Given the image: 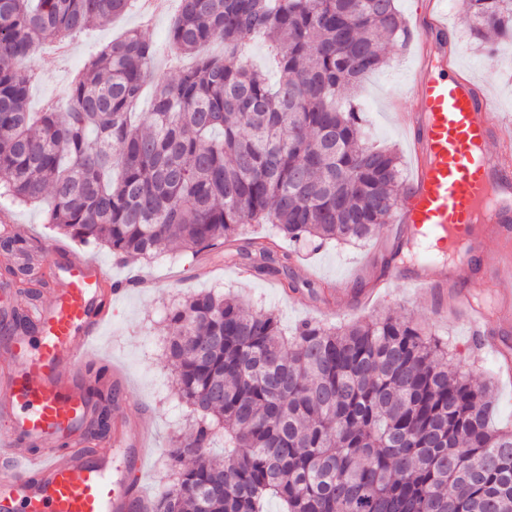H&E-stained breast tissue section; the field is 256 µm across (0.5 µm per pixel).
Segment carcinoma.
I'll list each match as a JSON object with an SVG mask.
<instances>
[{
    "mask_svg": "<svg viewBox=\"0 0 512 512\" xmlns=\"http://www.w3.org/2000/svg\"><path fill=\"white\" fill-rule=\"evenodd\" d=\"M178 2L167 40L194 66L154 82L136 122L156 58L135 30L72 80L66 110L28 106L36 49L134 0H0V199H48L59 234L121 259L215 251L294 290L302 249L365 242L399 205L401 157L362 137L359 96L411 33L395 0ZM465 2L470 40L512 37V0ZM254 36L274 80L243 60ZM0 247L27 253L4 230ZM168 321L192 433L171 441L153 512H512V429L491 425V384L449 371L448 345L413 319L378 311L288 336L273 311L201 292Z\"/></svg>",
    "mask_w": 512,
    "mask_h": 512,
    "instance_id": "obj_1",
    "label": "carcinoma"
}]
</instances>
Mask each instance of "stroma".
<instances>
[{
  "label": "stroma",
  "instance_id": "35a3bbf8",
  "mask_svg": "<svg viewBox=\"0 0 512 512\" xmlns=\"http://www.w3.org/2000/svg\"><path fill=\"white\" fill-rule=\"evenodd\" d=\"M461 3L462 0L441 3L448 14V26L455 33L451 51L469 76L482 80L486 75H493L489 90L496 117L505 123L512 121V40L499 43L495 57H488L467 38V19ZM175 14V8H168L146 27L141 25L138 13L126 14L79 34L61 54L52 45H41L31 61L38 79L30 89V110L42 111L51 101L66 102L68 86L76 73L108 42L132 29L139 30L158 49L156 77L173 78L176 71L191 63L190 58L178 57L167 45L168 28ZM387 57V64L364 83L362 99L367 110V134L372 143L395 147L403 154L407 148L390 114V101L401 99L408 110H415L408 81L417 63L416 50L391 47ZM7 215L12 223L25 225L29 230L26 256L0 250V285L11 290L5 303L18 311L26 306L27 299L22 284L10 275V268L26 264L43 279H50L48 248L60 242L61 237L46 224L43 209L12 206ZM413 247L409 239L397 246L388 243L383 228L362 245H323L304 253L293 270L299 288L287 292L273 277L239 278L235 267L214 254L195 257L174 251L152 259L120 263L103 246L72 243L73 251L102 266L120 289L117 298L111 301L112 315L96 336L94 345L100 357L121 368L126 381L122 396L128 416L148 431L154 444L153 457L134 475L143 493L155 500L167 492L168 448L174 437H187L190 429L189 410L174 394L165 358L167 314L175 300L203 291L234 292L242 295L247 309L262 307L274 311L282 329L288 333L306 321L340 326L368 318L372 309L360 304V284L381 281L394 265V253L406 257ZM143 277L152 279V287H138L137 282ZM342 280L347 283L346 293L323 301L320 297L323 286ZM380 304L396 314L415 319L427 331L447 341L451 352L449 370L481 380L493 379L494 421L512 427V381L500 376L493 352L470 343L469 327L463 317L435 313L428 298L404 282L394 283Z\"/></svg>",
  "mask_w": 512,
  "mask_h": 512
}]
</instances>
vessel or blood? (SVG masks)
Wrapping results in <instances>:
<instances>
[{"label":"vessel or blood","instance_id":"b4317fda","mask_svg":"<svg viewBox=\"0 0 512 512\" xmlns=\"http://www.w3.org/2000/svg\"><path fill=\"white\" fill-rule=\"evenodd\" d=\"M448 25L440 13L425 16L417 32L420 50L411 90L414 112H395L408 137L412 174L393 222L401 235L445 242L452 263L427 260L399 266L394 278L424 291L437 310L457 304L467 316L471 342L502 354L501 370L512 379V127L493 119L490 96L448 55ZM490 254L485 276L492 304L457 283L459 268L475 254ZM56 289L31 316L36 336L14 333L0 374V512H139L136 484L112 477V451L140 469L146 444L135 435L123 407L112 412L109 449L81 447L96 414L83 380L68 366L90 355L88 342L103 325L109 304L99 294L102 268L67 248L51 251ZM40 446L19 456L16 445Z\"/></svg>","mask_w":512,"mask_h":512}]
</instances>
